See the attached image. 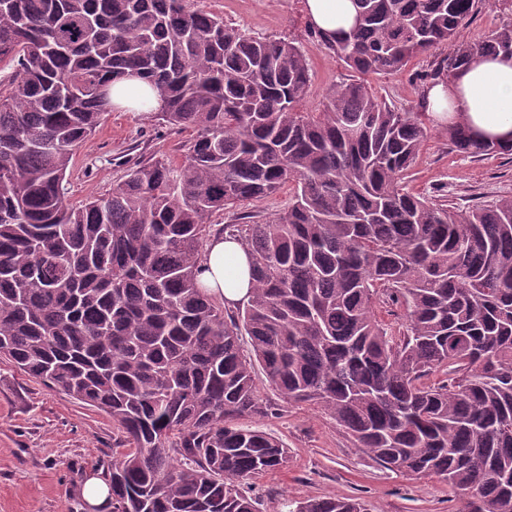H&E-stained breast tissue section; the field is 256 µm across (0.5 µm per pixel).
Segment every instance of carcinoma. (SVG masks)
I'll list each match as a JSON object with an SVG mask.
<instances>
[{
	"label": "carcinoma",
	"mask_w": 512,
	"mask_h": 512,
	"mask_svg": "<svg viewBox=\"0 0 512 512\" xmlns=\"http://www.w3.org/2000/svg\"><path fill=\"white\" fill-rule=\"evenodd\" d=\"M483 2L355 0L350 31L311 33L362 75L447 47L433 77L450 78L475 54L512 55L511 23L456 40ZM1 63L0 357L112 417L129 448L112 512H260L244 486L288 449L259 426L257 365L375 463L447 481L464 512H512V196L456 208L411 192L427 113L361 82L305 112L298 46L185 0H0ZM132 74L161 101L151 117L193 136L73 204L75 152L115 109L94 87ZM445 134L459 154L512 153L461 123ZM287 184L286 210L222 228L254 282L226 315L196 279L211 218ZM381 304L405 323L378 319ZM293 512L365 508L336 496Z\"/></svg>",
	"instance_id": "cac0c4a2"
}]
</instances>
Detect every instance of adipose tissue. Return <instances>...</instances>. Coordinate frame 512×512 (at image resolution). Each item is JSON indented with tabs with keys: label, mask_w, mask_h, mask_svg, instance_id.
<instances>
[{
	"label": "adipose tissue",
	"mask_w": 512,
	"mask_h": 512,
	"mask_svg": "<svg viewBox=\"0 0 512 512\" xmlns=\"http://www.w3.org/2000/svg\"><path fill=\"white\" fill-rule=\"evenodd\" d=\"M305 6L310 23L330 35L349 31L356 16L353 0H305ZM426 101L439 123L461 118L483 137L512 141V56H474L452 81L432 84ZM197 280L225 307L246 301L252 287L247 250L236 238L212 236Z\"/></svg>",
	"instance_id": "1"
}]
</instances>
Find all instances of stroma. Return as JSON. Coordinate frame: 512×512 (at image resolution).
<instances>
[{
	"label": "stroma",
	"mask_w": 512,
	"mask_h": 512,
	"mask_svg": "<svg viewBox=\"0 0 512 512\" xmlns=\"http://www.w3.org/2000/svg\"><path fill=\"white\" fill-rule=\"evenodd\" d=\"M187 5L222 16L225 24L252 36L300 46L312 74L306 111L322 109L334 86L359 79L398 109H423L419 79L436 54L420 56L397 73L362 78L311 38L305 0H187ZM511 18L512 0H486L457 38L483 40ZM188 138L141 112L106 114L73 157L70 202L107 194L135 163L179 153ZM408 187L458 207L512 196V157L452 152L443 125L437 124L419 152ZM261 426L289 453L285 467L249 482L261 512H282L287 501L334 495L360 499L367 512H461L464 506L462 492L441 478L396 473L373 462L317 406L279 403ZM124 451L110 416L0 359V512H90L81 496L83 481L106 470Z\"/></svg>",
	"instance_id": "35a3bbf8"
}]
</instances>
